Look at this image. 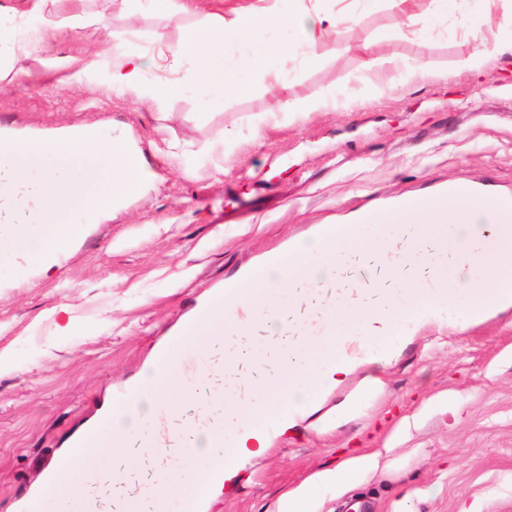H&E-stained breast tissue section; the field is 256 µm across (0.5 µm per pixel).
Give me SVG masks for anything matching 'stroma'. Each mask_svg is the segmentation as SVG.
<instances>
[{
	"label": "stroma",
	"instance_id": "stroma-1",
	"mask_svg": "<svg viewBox=\"0 0 512 512\" xmlns=\"http://www.w3.org/2000/svg\"><path fill=\"white\" fill-rule=\"evenodd\" d=\"M249 2L202 0L200 13L163 24L129 15L124 0H83L101 25L45 40L30 0H0V131L123 125L151 172L143 194L86 224L49 270L22 275L0 257V355L17 362L0 373V512H18L48 455L110 410L208 292L254 261L317 225L353 224L364 209L452 182L512 199V55L496 50L512 40V0H496L475 33L469 20L480 0H458L435 14L427 37L412 35L392 0H361L321 66L244 71L254 93L213 106L185 94L146 111L104 81L113 56L130 50L155 59L151 79L167 77V47L183 26ZM480 41V69L456 72L454 61ZM50 56L75 69L91 64V84L63 82L46 68ZM388 56L425 66L426 77L368 70L369 59ZM371 79L382 90L369 97ZM331 95L334 106L302 119L282 110ZM173 143L189 157L169 158ZM64 309L80 335L57 333ZM508 347L512 308L463 329L412 330L356 421L319 431L304 422L273 438L204 512H274L282 492L351 448L391 464L349 493L373 512H397L406 494L408 512H458L473 499L482 512H512V360L500 358ZM445 391L461 393L466 407H433L399 432L402 417Z\"/></svg>",
	"mask_w": 512,
	"mask_h": 512
}]
</instances>
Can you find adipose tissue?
Wrapping results in <instances>:
<instances>
[{"instance_id": "adipose-tissue-1", "label": "adipose tissue", "mask_w": 512, "mask_h": 512, "mask_svg": "<svg viewBox=\"0 0 512 512\" xmlns=\"http://www.w3.org/2000/svg\"><path fill=\"white\" fill-rule=\"evenodd\" d=\"M334 5L335 0H252L227 15L211 13L168 45V68L177 73L176 81L146 82L155 61L136 51L118 54L106 80L114 91L130 94L148 109L182 93L210 104L228 92L247 96L254 84L240 79L241 65L265 70L295 53L305 66L322 64L339 22ZM379 468L378 453L346 456L281 494L275 512H320L326 496L340 497L364 485Z\"/></svg>"}]
</instances>
